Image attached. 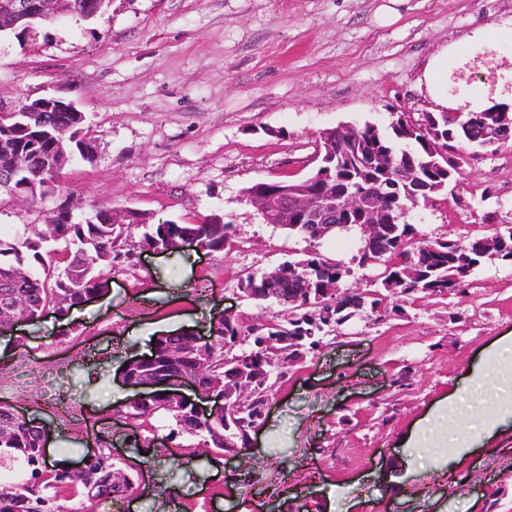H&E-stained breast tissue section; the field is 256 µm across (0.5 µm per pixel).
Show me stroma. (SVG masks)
I'll use <instances>...</instances> for the list:
<instances>
[{
    "instance_id": "stroma-1",
    "label": "stroma",
    "mask_w": 512,
    "mask_h": 512,
    "mask_svg": "<svg viewBox=\"0 0 512 512\" xmlns=\"http://www.w3.org/2000/svg\"><path fill=\"white\" fill-rule=\"evenodd\" d=\"M383 0H112L100 18L66 17L24 40L0 36V101L75 102L94 156L63 170L47 207L109 204L151 219L236 225L230 254L149 248L143 228L104 292L14 327L0 357V402L51 428L47 456L78 466L105 446L138 493L95 512H512V419L476 444L417 459L408 440L512 338V265L486 262L463 298L419 300L387 324L356 321L277 381L245 460L170 438L164 413L125 417L120 378L155 337L207 334L227 315L245 327L284 315L256 305L237 278L302 253L306 241L263 222L244 190L305 175L321 132L394 111L427 112L417 87L427 60L474 55L512 20V0H405L401 19L374 22ZM512 225V147L484 152L410 213L424 234L488 233L485 213ZM41 211L0 196V239L15 242ZM408 373L409 385L395 380Z\"/></svg>"
}]
</instances>
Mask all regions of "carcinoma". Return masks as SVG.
I'll return each instance as SVG.
<instances>
[{
  "label": "carcinoma",
  "instance_id": "cac0c4a2",
  "mask_svg": "<svg viewBox=\"0 0 512 512\" xmlns=\"http://www.w3.org/2000/svg\"><path fill=\"white\" fill-rule=\"evenodd\" d=\"M93 0H59L58 14L50 21L65 16L86 18L84 4ZM407 112L392 116L387 131L372 124L352 125L329 134L330 149L336 160L333 181L321 178L322 167L315 165L303 179L288 182L260 181L246 191L263 187L289 194L317 196L324 191L349 187L375 189L389 199L391 217L385 224L369 254L358 253L351 258L360 269L369 270L376 263L389 260L395 264L381 280L364 284L365 305L361 314L375 322L387 321L403 311L398 301L443 299L465 296L472 286L474 270L492 259L512 264V225H501L484 215L491 232L476 237H441L429 240L419 234L409 215L418 204L427 202L445 190L448 183L461 176L456 159L461 154L459 143L467 137L452 123L446 112H425L407 127L402 118ZM64 112H36L20 119L11 130L13 138L27 147L43 127L65 124ZM144 223L133 211L112 208V217L104 221L91 218L69 220V207L60 206L45 215L44 227L31 225L33 236L22 242L0 240V307L12 289L7 284L19 281L21 295L16 314L37 320L45 308L64 313L83 302L89 293H100L112 274L115 261L122 256L120 247L135 226ZM144 243L153 249H172L181 244L195 245L208 252L230 253L237 241L236 227L224 222L222 216L204 218L196 223L175 219L147 225ZM65 243L56 258L46 260L44 245ZM288 277L284 287L298 302L293 314L274 317L243 330L238 320H218L212 327L209 343L198 344L191 350L175 346L168 339L156 345L153 363L138 372L166 376L171 372L197 378L203 390L223 379L224 359L233 360L239 351L234 349L251 339L249 354L269 356L276 370H288V351L276 354L266 351L263 343L273 336H297L306 350L324 344V339L343 326L348 319V299L334 294L325 296L317 288H335L350 273L333 260L312 250L304 258L284 261ZM266 282L256 272L238 279V289L245 297L260 302L266 299ZM271 385L259 389L242 418L252 424L259 421L264 397ZM128 410L140 416L163 411L175 423L178 435L198 436L207 433L203 447L224 448L221 421H208L190 416V410L177 407L174 401L158 395L147 403L131 402ZM48 430L28 422L6 419L0 415V473L9 481H0V512H68L53 490L68 482L74 495L90 508L98 501L122 497L132 489L130 481L115 467L108 448L88 458L78 471H53L45 465L43 442Z\"/></svg>",
  "mask_w": 512,
  "mask_h": 512
}]
</instances>
